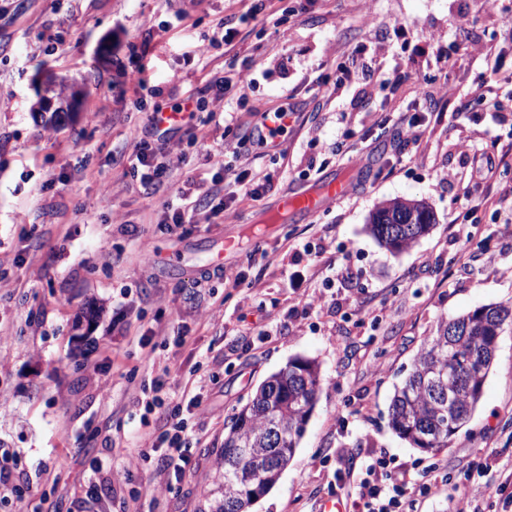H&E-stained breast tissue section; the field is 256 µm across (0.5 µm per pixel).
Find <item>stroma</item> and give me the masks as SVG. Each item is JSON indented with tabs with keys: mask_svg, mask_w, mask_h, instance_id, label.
I'll list each match as a JSON object with an SVG mask.
<instances>
[{
	"mask_svg": "<svg viewBox=\"0 0 512 512\" xmlns=\"http://www.w3.org/2000/svg\"><path fill=\"white\" fill-rule=\"evenodd\" d=\"M298 3L281 0L280 14L244 26L228 50L219 23L243 12L241 0H0V458L12 470L0 512H199L225 423L298 357L318 362L321 388L293 460L251 512H318L332 496L353 504L372 449L418 481L450 476L411 512H457L464 498L512 512L511 327L472 419L447 447H412L388 417L396 386L442 319L512 306V196L468 225L455 202L471 182L467 139L497 145V184L512 186V112H458L478 81L470 54L502 49L512 71V30L499 22L512 0H315L292 15ZM460 11L466 46L451 26ZM400 24L410 28L403 40ZM57 33L64 42L47 54ZM363 46L398 65L400 77L372 84L362 108L354 89L316 91L319 74ZM450 54L459 63L433 85L438 106L416 157L386 168L391 129L376 125L374 107L404 112L416 90L412 58L427 59L436 76ZM136 56L148 86L140 97L120 67ZM41 69L83 92L76 118L53 129L32 112ZM228 70L242 75V123L280 106L297 114L284 150L243 148L273 187L209 223L161 228L164 195L143 194L119 151L141 136L147 113L170 111ZM223 109L214 102L183 121L170 191L222 176L207 154L224 142ZM348 130L369 133L368 150L327 153L325 142ZM446 173L452 181L440 183ZM329 178L350 186L337 205L310 221L278 216L282 196ZM394 198L424 201L435 216L396 255L366 228ZM230 238L238 247L222 254ZM466 252L477 256L467 267ZM236 272L244 287L226 283ZM95 306L103 314L74 345L75 323ZM143 336L154 364L141 361ZM158 376L166 407L184 403L193 425L190 468L168 489L152 463L131 481L118 475L159 432L160 420L142 417L135 401Z\"/></svg>",
	"mask_w": 512,
	"mask_h": 512,
	"instance_id": "1",
	"label": "stroma"
}]
</instances>
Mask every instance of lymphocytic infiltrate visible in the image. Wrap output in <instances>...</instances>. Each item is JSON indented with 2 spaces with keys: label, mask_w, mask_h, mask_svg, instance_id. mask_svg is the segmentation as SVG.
I'll return each instance as SVG.
<instances>
[{
  "label": "lymphocytic infiltrate",
  "mask_w": 512,
  "mask_h": 512,
  "mask_svg": "<svg viewBox=\"0 0 512 512\" xmlns=\"http://www.w3.org/2000/svg\"><path fill=\"white\" fill-rule=\"evenodd\" d=\"M481 71L479 83L473 98L474 105L482 111L496 113L502 109V101L495 91V85L502 79V67L499 53L485 50L480 55ZM389 72L376 65L372 58L358 53L348 57L336 66L335 77L318 76L320 88H342L357 86L367 89L372 83H386ZM236 85L234 76H212L205 85L204 92L193 95L192 101L196 111H203L205 91L218 90L224 101V140L223 186H212L203 194L194 195L181 192L166 204V223H192L196 212L203 211L217 215L230 209L238 201L249 198H262L272 187L273 176L270 172L253 168L246 155L240 150L242 141H249L261 146L273 143L277 130L267 126L266 122L254 124L247 130L246 137H239L242 130L240 121L243 108L242 98L233 96ZM438 104L430 91H422L410 101L406 113L391 118L388 113H381L380 124H391L397 151L396 162L412 160L414 149L419 148L426 133V116ZM167 132L158 130L155 121H147L142 137L136 141L129 156L131 174L144 193L155 195L166 189V178L174 160ZM190 430L187 418L180 410L167 413L165 428L156 437L149 450L140 454L142 460L156 459L158 467L167 478L184 477L189 458L187 448ZM431 492L430 484L415 485L409 471L392 467L385 453L379 452L367 457L358 483V502L355 512H407V505L416 495Z\"/></svg>",
  "instance_id": "1"
}]
</instances>
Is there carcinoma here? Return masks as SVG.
Masks as SVG:
<instances>
[{
	"instance_id": "1",
	"label": "carcinoma",
	"mask_w": 512,
	"mask_h": 512,
	"mask_svg": "<svg viewBox=\"0 0 512 512\" xmlns=\"http://www.w3.org/2000/svg\"><path fill=\"white\" fill-rule=\"evenodd\" d=\"M434 214L421 200L392 199L370 214L367 228L397 254L430 229ZM502 304L482 306L453 318L461 332L448 341V321L439 323L413 359L389 406V424L415 448H446L471 419L493 366L504 330ZM314 360H291L268 376L252 399L230 417L224 447L217 451L213 487L200 512H250L254 500L235 493L238 474L273 487L292 460L320 389Z\"/></svg>"
}]
</instances>
